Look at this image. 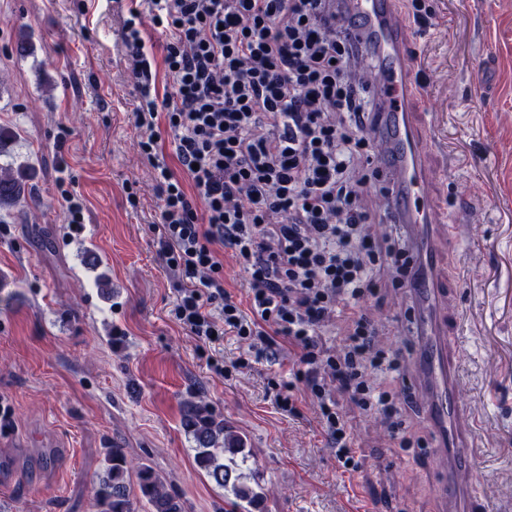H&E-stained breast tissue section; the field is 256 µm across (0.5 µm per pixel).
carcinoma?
<instances>
[{"label": "carcinoma", "mask_w": 512, "mask_h": 512, "mask_svg": "<svg viewBox=\"0 0 512 512\" xmlns=\"http://www.w3.org/2000/svg\"><path fill=\"white\" fill-rule=\"evenodd\" d=\"M27 177L24 169L0 173V209L12 207L25 196ZM183 425L196 443V466L218 486L231 489L237 500L256 506L261 493L247 484L245 475L224 464V456L245 451L242 439L224 426V417L190 398L185 401ZM104 463V473L93 490L96 512H138L142 502L149 512H183L165 478L148 464L132 467L120 443L105 449Z\"/></svg>", "instance_id": "cac0c4a2"}]
</instances>
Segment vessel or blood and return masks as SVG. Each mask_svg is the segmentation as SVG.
Wrapping results in <instances>:
<instances>
[{
    "instance_id": "vessel-or-blood-1",
    "label": "vessel or blood",
    "mask_w": 512,
    "mask_h": 512,
    "mask_svg": "<svg viewBox=\"0 0 512 512\" xmlns=\"http://www.w3.org/2000/svg\"><path fill=\"white\" fill-rule=\"evenodd\" d=\"M399 0H348L352 13L366 19L378 38V52L382 60L370 81L381 115L390 116L389 147L397 148L400 159L395 168L396 189L400 193L396 221L422 227V259L427 266L416 293L424 305L434 307L431 331L443 336L448 314L439 304L446 295V288L428 263L435 253L438 239L434 225L429 224L424 210V187L427 162L426 143L421 126L413 114L422 96L423 88L416 76L420 69L418 56L413 49L412 25L398 9ZM460 373L449 351L442 345L424 348L418 364L419 387L436 399L437 424L443 427L452 448H475L480 444L482 426L469 407L459 402L457 388ZM450 479L458 493L466 499L465 512H482L483 503L476 495L475 474L470 466L451 465Z\"/></svg>"
}]
</instances>
